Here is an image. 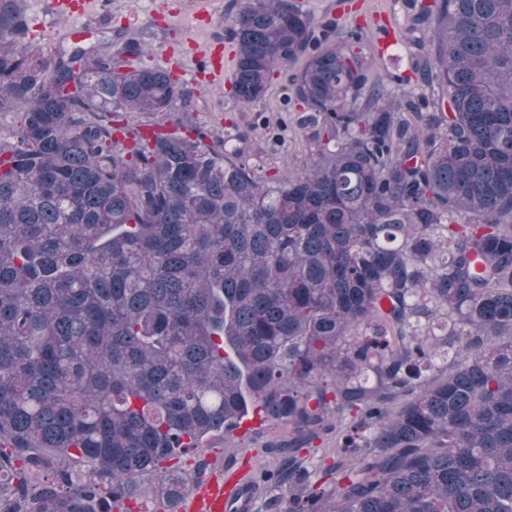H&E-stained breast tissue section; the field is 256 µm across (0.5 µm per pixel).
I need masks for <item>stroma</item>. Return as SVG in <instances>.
<instances>
[{
	"label": "stroma",
	"instance_id": "35a3bbf8",
	"mask_svg": "<svg viewBox=\"0 0 512 512\" xmlns=\"http://www.w3.org/2000/svg\"><path fill=\"white\" fill-rule=\"evenodd\" d=\"M315 19L336 20L340 27L361 29V48L372 61L373 70L391 75L411 73L414 49L408 44L409 11L405 0H296ZM51 0H29L28 14L32 36L44 48L70 47L65 31L69 22L53 17ZM211 24L198 27L193 21L194 0H91L80 23L89 38L113 35L121 30L137 37L148 49L145 62L150 66L178 65L188 61L197 69L184 86L191 96L190 117L194 124L224 136H247L254 161L269 174L306 167L309 157L305 137L299 129L297 107L287 104L289 74L274 73L264 97L248 108H241L227 86L209 85L200 74L204 53L215 46H230V21L235 0H212ZM393 23L396 44L382 48L379 31ZM289 436L284 423H264L260 428L239 436L227 435L208 442L205 454L211 470L231 468L248 475L254 471L277 468L282 459L274 446Z\"/></svg>",
	"mask_w": 512,
	"mask_h": 512
}]
</instances>
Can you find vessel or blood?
I'll return each instance as SVG.
<instances>
[{"label": "vessel or blood", "mask_w": 512, "mask_h": 512, "mask_svg": "<svg viewBox=\"0 0 512 512\" xmlns=\"http://www.w3.org/2000/svg\"><path fill=\"white\" fill-rule=\"evenodd\" d=\"M256 487L252 481L211 475L187 496L182 512H252Z\"/></svg>", "instance_id": "b4317fda"}]
</instances>
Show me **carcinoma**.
<instances>
[{
  "label": "carcinoma",
  "mask_w": 512,
  "mask_h": 512,
  "mask_svg": "<svg viewBox=\"0 0 512 512\" xmlns=\"http://www.w3.org/2000/svg\"><path fill=\"white\" fill-rule=\"evenodd\" d=\"M231 95L276 71L310 162L164 121L140 40L46 51L0 0V512L168 505L252 411L285 512H512V0H416L413 83L358 30L237 0ZM336 421L330 493L306 459Z\"/></svg>",
  "instance_id": "obj_1"
}]
</instances>
